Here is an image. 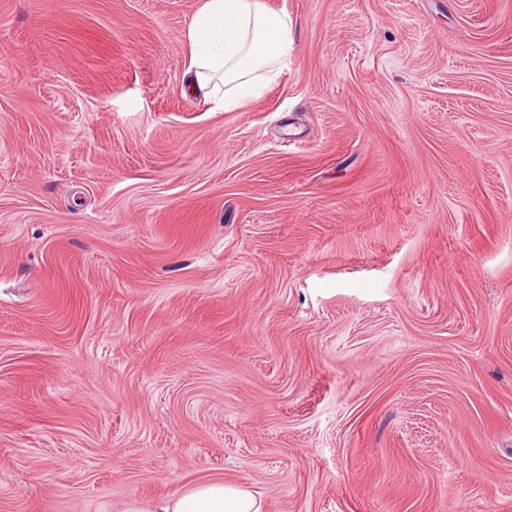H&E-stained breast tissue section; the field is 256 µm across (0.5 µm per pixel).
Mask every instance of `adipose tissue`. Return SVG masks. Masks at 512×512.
Wrapping results in <instances>:
<instances>
[{
  "mask_svg": "<svg viewBox=\"0 0 512 512\" xmlns=\"http://www.w3.org/2000/svg\"><path fill=\"white\" fill-rule=\"evenodd\" d=\"M292 22L264 9L259 0H204L188 31L191 44L185 86L225 110L240 108L258 93L259 81H273L288 57ZM123 512H263L245 486L221 479L178 492L125 504Z\"/></svg>",
  "mask_w": 512,
  "mask_h": 512,
  "instance_id": "adipose-tissue-1",
  "label": "adipose tissue"
}]
</instances>
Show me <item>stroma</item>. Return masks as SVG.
Here are the masks:
<instances>
[{
	"label": "stroma",
	"mask_w": 512,
	"mask_h": 512,
	"mask_svg": "<svg viewBox=\"0 0 512 512\" xmlns=\"http://www.w3.org/2000/svg\"><path fill=\"white\" fill-rule=\"evenodd\" d=\"M260 2L0 0V512H512V0ZM288 15L264 9L258 0H205L188 31L191 44L185 86L205 101L216 96L222 79L225 111L240 108L258 94L257 71L273 81L275 66L288 58L292 44ZM263 502L245 486L211 479L178 492L125 504L122 512H264Z\"/></svg>",
	"instance_id": "35a3bbf8"
}]
</instances>
